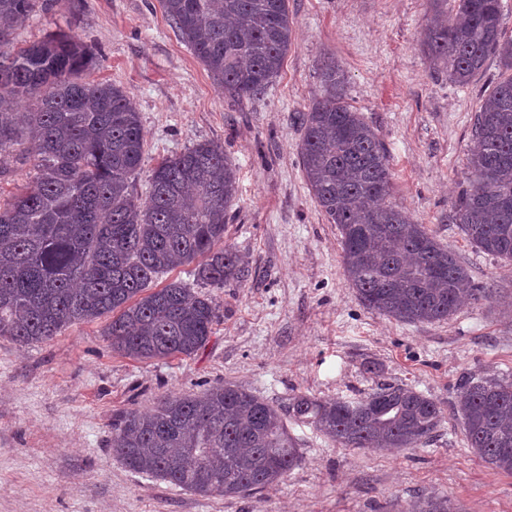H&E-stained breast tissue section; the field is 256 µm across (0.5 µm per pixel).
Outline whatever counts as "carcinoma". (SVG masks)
<instances>
[{"mask_svg": "<svg viewBox=\"0 0 512 512\" xmlns=\"http://www.w3.org/2000/svg\"><path fill=\"white\" fill-rule=\"evenodd\" d=\"M214 85L237 99L265 94L294 42L288 0H160ZM424 29L430 62L458 86L496 58L502 79L474 115L471 188L452 210L471 244L512 261V34L501 0H431ZM33 0H0V174L14 152L35 179L0 207V337L44 342L63 327L107 318L112 348L148 361L204 347L218 307L203 288L246 281L242 257L224 244L237 170L213 142L160 162L149 191L135 193L144 137L135 104L112 84L85 82L86 48L49 36L5 51ZM321 93L302 113L300 162L343 265L368 310L405 323L449 319L472 285L459 257L392 201L388 152L346 101L347 78L328 58ZM29 103L24 120L15 105ZM196 263L182 281L152 288ZM456 412L472 448L512 474V380L466 375ZM441 407L412 389L382 384L356 399L296 395L285 406L226 383L163 397L148 413L112 419V452L132 471L199 495L247 497L284 479L301 460L288 422L344 447L417 448L433 437ZM414 512H464L424 495Z\"/></svg>", "mask_w": 512, "mask_h": 512, "instance_id": "1", "label": "carcinoma"}]
</instances>
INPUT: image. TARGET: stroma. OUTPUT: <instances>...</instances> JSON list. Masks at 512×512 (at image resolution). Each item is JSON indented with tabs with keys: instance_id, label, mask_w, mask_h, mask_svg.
<instances>
[{
	"instance_id": "stroma-1",
	"label": "stroma",
	"mask_w": 512,
	"mask_h": 512,
	"mask_svg": "<svg viewBox=\"0 0 512 512\" xmlns=\"http://www.w3.org/2000/svg\"><path fill=\"white\" fill-rule=\"evenodd\" d=\"M295 40L256 99L218 90L159 0H49L14 31V48L51 33L92 50L87 81L121 87L137 105L144 160L136 182L200 142L222 145L238 192L224 240L244 258L242 284L211 289L219 319L189 358L139 361L113 351L104 320L20 345L0 338V512H410L438 494L466 512H512V474L468 447L452 413L465 374L512 379V264L470 245L450 221L468 186L474 115L499 76L489 59L470 85L432 68L421 32L429 0H288ZM335 57L347 100L390 155L394 200L449 246L478 299L447 321L404 323L367 310L345 279L338 230L300 165V115ZM233 383L284 405L296 394L353 398L392 383L433 398L445 418L412 449L343 448L290 425L301 462L249 497L201 496L127 468L112 419L162 396Z\"/></svg>"
}]
</instances>
